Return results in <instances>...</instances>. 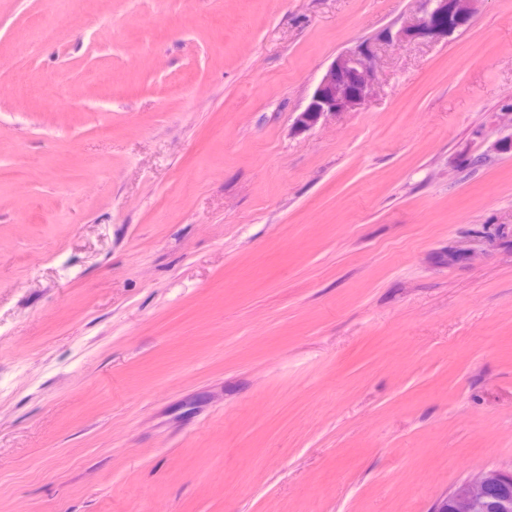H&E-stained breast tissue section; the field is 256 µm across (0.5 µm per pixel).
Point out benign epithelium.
I'll return each instance as SVG.
<instances>
[{
  "mask_svg": "<svg viewBox=\"0 0 512 512\" xmlns=\"http://www.w3.org/2000/svg\"><path fill=\"white\" fill-rule=\"evenodd\" d=\"M421 16L376 41H363L339 54L314 88L294 126L303 131L322 119L362 108L374 95L377 43L437 41L470 27L480 0H420ZM432 512H512V467L481 470L458 482L434 503Z\"/></svg>",
  "mask_w": 512,
  "mask_h": 512,
  "instance_id": "7a95c632",
  "label": "benign epithelium"
}]
</instances>
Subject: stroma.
Segmentation results:
<instances>
[{"instance_id":"1","label":"stroma","mask_w":512,"mask_h":512,"mask_svg":"<svg viewBox=\"0 0 512 512\" xmlns=\"http://www.w3.org/2000/svg\"><path fill=\"white\" fill-rule=\"evenodd\" d=\"M418 14L0 0V512H431L512 466V0L294 128Z\"/></svg>"}]
</instances>
